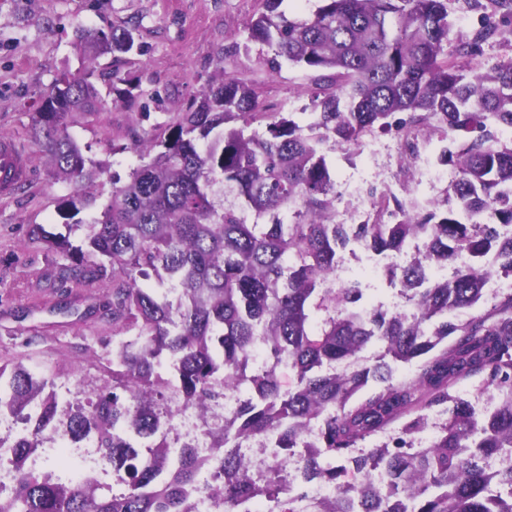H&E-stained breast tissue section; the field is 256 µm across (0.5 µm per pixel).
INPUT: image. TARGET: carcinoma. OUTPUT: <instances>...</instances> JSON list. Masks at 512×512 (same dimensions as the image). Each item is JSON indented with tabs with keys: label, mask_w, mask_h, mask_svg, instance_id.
<instances>
[{
	"label": "carcinoma",
	"mask_w": 512,
	"mask_h": 512,
	"mask_svg": "<svg viewBox=\"0 0 512 512\" xmlns=\"http://www.w3.org/2000/svg\"><path fill=\"white\" fill-rule=\"evenodd\" d=\"M284 2L262 0L248 40L328 72L305 128L291 115L256 111L255 86L213 78L163 133L133 142L142 163L126 182L112 180L101 203L94 188L106 168L70 132L105 111L94 69L63 71L41 93L28 135L51 178L74 193L61 202L69 234L37 225L32 240L69 260L61 286L111 280L101 319L117 339L108 378L87 406L69 410L65 432H93L122 488L111 493L92 475L62 482L27 465L41 433L57 428L59 402L48 379L5 362L0 417L24 428L0 444V465L14 476L11 488L0 483V512H193L206 492L223 512H251L258 500L300 512L304 495L288 491V463L257 472L241 451L247 440L270 439L304 449L293 463L305 479L336 484L308 512H512V294L479 315L453 317L487 297L485 259L512 272V148L494 137L512 127V59L485 73L460 65L497 27L450 40L448 0H320L293 18ZM134 46L128 27L79 28L74 42L90 61ZM112 84L123 98L139 88L117 71ZM398 113L410 134L434 118L443 135L464 138L440 155L460 167L445 212L359 228L363 245L378 251L419 241L412 261L389 273L414 304L411 318L358 311L364 294L354 283L328 287L348 236L336 222L325 150L361 144ZM262 121L265 130L252 128ZM226 188L235 192L228 204ZM78 229L85 234L75 246ZM460 252L468 266L450 279L429 276ZM258 349L267 360L251 373ZM285 362L295 382L283 391ZM397 362L415 369L396 383ZM478 375L494 394L486 411L456 389ZM241 387L246 397L210 432L211 453L171 445L174 404L203 405ZM435 407L447 418L432 447H359L405 415L403 433L422 426ZM314 424L320 439L311 446L305 434ZM378 471L386 481L374 479ZM212 472L216 483H202Z\"/></svg>",
	"instance_id": "carcinoma-1"
}]
</instances>
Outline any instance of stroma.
I'll return each instance as SVG.
<instances>
[{"label":"stroma","mask_w":512,"mask_h":512,"mask_svg":"<svg viewBox=\"0 0 512 512\" xmlns=\"http://www.w3.org/2000/svg\"><path fill=\"white\" fill-rule=\"evenodd\" d=\"M471 0H448V15L499 24L498 36L484 44L477 58L483 70L512 58V25L492 10H472ZM262 10V0H0V136H12L28 154L30 176L15 192L0 197V358L22 360L34 374L52 381L61 409L86 404L106 377L112 330L98 324L95 309L109 285L58 290L44 277L62 254L29 241L34 225L50 232L63 229L58 206L70 185L54 182L38 147L27 136L29 112L40 93L62 69L78 70L74 31L83 26L104 32L136 29L144 53L121 60H96L98 86L108 103L105 112L73 129L90 146L93 159L106 163L110 175L128 179L140 159L131 151L136 138L159 133L183 111L200 88L217 74L255 85L257 111L292 113L299 124L310 120L317 92L314 71L279 57L274 47L249 42L247 25ZM244 52L232 53L233 45ZM224 58H217L218 49ZM140 78L142 92L133 103L112 90L113 69ZM383 150L370 155L365 146H346L328 154L336 181V220L367 209L368 201L347 194L358 174L369 177L379 196L391 197L397 182L410 184L404 200L409 210H427L444 200L448 190L415 182L417 165L402 160L398 130L373 135ZM65 301L69 311L57 309ZM62 430L42 436L44 449L31 466L60 479H77L85 471L110 482V466L98 449H89L71 464H61L55 449Z\"/></svg>","instance_id":"1"}]
</instances>
